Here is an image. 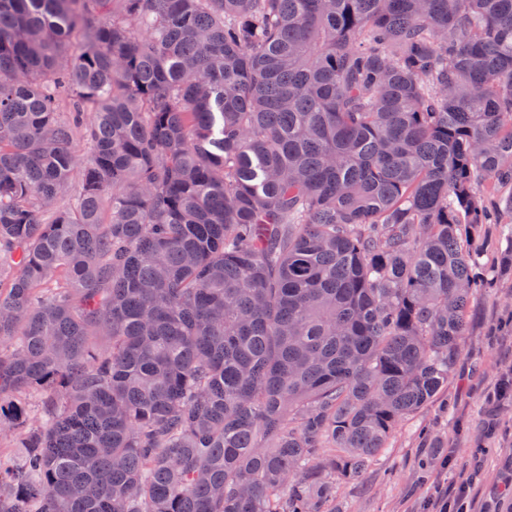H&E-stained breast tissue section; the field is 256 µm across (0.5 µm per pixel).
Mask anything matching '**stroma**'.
<instances>
[{
	"mask_svg": "<svg viewBox=\"0 0 512 512\" xmlns=\"http://www.w3.org/2000/svg\"><path fill=\"white\" fill-rule=\"evenodd\" d=\"M492 279L441 402L403 420L386 452L357 478L336 482L338 512H432L447 489L466 485L467 512H512V397L495 401L512 376V271L481 260ZM441 442L421 468L423 440Z\"/></svg>",
	"mask_w": 512,
	"mask_h": 512,
	"instance_id": "obj_1",
	"label": "stroma"
}]
</instances>
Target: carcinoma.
Returning a JSON list of instances; mask_svg holds the SVG:
<instances>
[{
    "label": "carcinoma",
    "instance_id": "obj_1",
    "mask_svg": "<svg viewBox=\"0 0 512 512\" xmlns=\"http://www.w3.org/2000/svg\"><path fill=\"white\" fill-rule=\"evenodd\" d=\"M488 224L512 0H0V512H336Z\"/></svg>",
    "mask_w": 512,
    "mask_h": 512
}]
</instances>
